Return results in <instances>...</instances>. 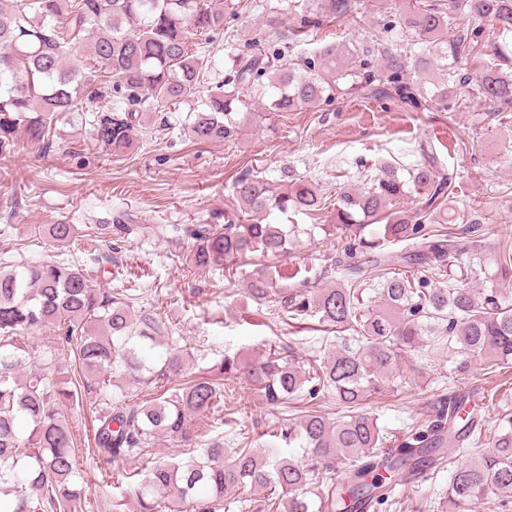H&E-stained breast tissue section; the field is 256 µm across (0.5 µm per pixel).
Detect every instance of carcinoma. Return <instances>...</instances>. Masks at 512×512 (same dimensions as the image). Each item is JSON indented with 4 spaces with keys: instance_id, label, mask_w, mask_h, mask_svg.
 I'll use <instances>...</instances> for the list:
<instances>
[{
    "instance_id": "obj_1",
    "label": "carcinoma",
    "mask_w": 512,
    "mask_h": 512,
    "mask_svg": "<svg viewBox=\"0 0 512 512\" xmlns=\"http://www.w3.org/2000/svg\"><path fill=\"white\" fill-rule=\"evenodd\" d=\"M329 12L357 22V0H328ZM387 16L353 51L325 45L310 57L286 61L260 50L230 57L228 77L193 109L189 132L201 143L228 142L240 131L235 115L254 106L245 90L267 80L265 110L316 109L354 94L387 110L458 112L468 90L493 112L512 107V0H412L401 13L383 0ZM499 30L489 42L483 25ZM224 30V9L207 0H0V159L11 157L18 132L41 150L51 147L57 123L78 117L95 144L113 157L133 148L135 132L161 108L195 101L216 71L212 35ZM382 61L375 69L373 58ZM441 71V84L420 75ZM402 178L389 161L365 183L339 185L330 197L308 179L295 188L246 173L233 184L236 211L222 224H175L192 240L184 262L209 270L252 253L279 257L293 243L295 225L269 216L303 214L344 241V277L328 288L288 290L282 275L255 273L248 295L286 320L319 316L352 341L336 346L321 366L305 372L280 352L255 359L225 356L207 373L183 378L181 347L166 322L137 314L130 297L92 284L85 261L32 260L0 265V512H72L81 497L79 457L63 409L88 397L98 421L96 452L107 462L127 461L151 440L204 446L185 461L157 460L129 485L136 512H221L224 492L250 488L261 495L238 508L249 512H366L394 497V477L438 466L445 448L472 459L448 478V512H468L489 493L512 494V419L483 439L473 393H454L435 415L411 427L396 448L376 418L360 408L392 384L398 362L425 347L448 350L457 375L472 360L487 368L512 362V300L496 288L474 289L453 272L463 254L479 262L475 242L435 234L433 224L455 223V180L433 152ZM427 196L414 213L399 207L412 192ZM333 210L336 223H322ZM383 224V236L365 235ZM120 238L157 234L147 224H109ZM55 244L75 239V224H41ZM406 243L405 251L383 240ZM378 271L372 297L368 274ZM51 328L58 348L37 352L34 335ZM158 386L141 401L116 384ZM245 383L266 401L332 395L349 409L337 421L313 410L283 421L278 438L301 439L308 463L250 448L224 451V438L199 440L193 423L208 418ZM211 495L200 501L196 491Z\"/></svg>"
}]
</instances>
